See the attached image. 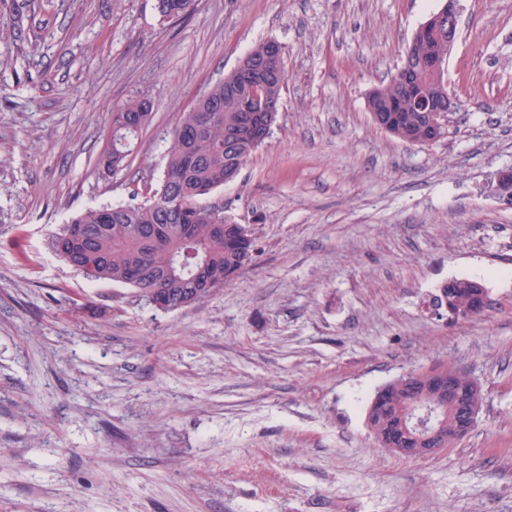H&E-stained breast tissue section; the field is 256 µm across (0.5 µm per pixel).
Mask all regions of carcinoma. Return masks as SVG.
Returning <instances> with one entry per match:
<instances>
[{"mask_svg": "<svg viewBox=\"0 0 512 512\" xmlns=\"http://www.w3.org/2000/svg\"><path fill=\"white\" fill-rule=\"evenodd\" d=\"M164 20L181 18L195 9V0H156ZM268 42L255 45L241 60L244 68H265V85L255 95L233 83V73L210 87L207 100L197 99L180 113L171 130V147L156 187L142 201L87 208L51 235V250L88 278L138 289L143 296L165 297L166 310L197 303L237 275L253 260L254 239L240 238L230 229L234 220L200 198L232 181L252 154L271 134L286 84L284 57L267 60ZM448 51V22L430 40L413 38L404 52L402 70L414 71L421 85L441 107L448 103V84L420 68L421 61ZM412 88L390 80L368 96L370 112H386L403 105L400 124L390 134L406 140L420 137L422 115L409 102ZM154 103L134 98L112 110V128L99 168L117 174L127 167L134 141L148 125ZM456 312L468 316L467 305L476 280L461 277L452 285ZM409 420L405 401L393 386L379 410L367 412L368 424L379 445L389 419Z\"/></svg>", "mask_w": 512, "mask_h": 512, "instance_id": "obj_1", "label": "carcinoma"}]
</instances>
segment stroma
<instances>
[{
    "instance_id": "1",
    "label": "stroma",
    "mask_w": 512,
    "mask_h": 512,
    "mask_svg": "<svg viewBox=\"0 0 512 512\" xmlns=\"http://www.w3.org/2000/svg\"><path fill=\"white\" fill-rule=\"evenodd\" d=\"M441 0H0V512H512V0H457L455 107L428 145L373 124ZM284 48L271 135L204 197L255 258L202 302L157 309L48 247L80 210L163 172L169 132L259 42ZM153 118L126 170L97 161L112 109ZM480 281V316L435 310ZM448 366L482 402L428 458L378 448L366 410ZM157 10L163 20H173L190 14L195 9V0H156Z\"/></svg>"
}]
</instances>
